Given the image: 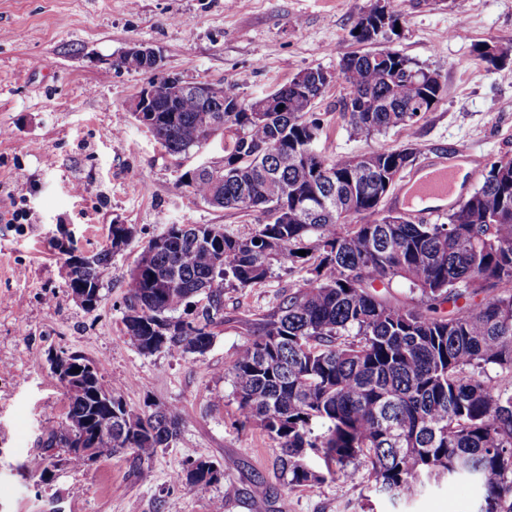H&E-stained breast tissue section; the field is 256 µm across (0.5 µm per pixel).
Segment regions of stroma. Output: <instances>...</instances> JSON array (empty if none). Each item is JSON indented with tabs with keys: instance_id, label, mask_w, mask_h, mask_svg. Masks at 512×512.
<instances>
[{
	"instance_id": "1",
	"label": "stroma",
	"mask_w": 512,
	"mask_h": 512,
	"mask_svg": "<svg viewBox=\"0 0 512 512\" xmlns=\"http://www.w3.org/2000/svg\"><path fill=\"white\" fill-rule=\"evenodd\" d=\"M398 33L377 48L436 71L441 95L410 129L354 133L339 114L342 85H327L315 110L328 156L416 144L419 163L452 158L490 165L512 157V59H477L481 43L512 45V0H398ZM370 0H0V512H474L477 492L448 480L391 504L357 475L289 489L280 449L241 422L224 367L309 268L273 264L251 288H224V323L201 356L141 354L123 315L130 270L142 247L172 224H220L246 236L261 212L208 205L179 186L182 173L224 163V138L173 156L133 117L150 73L114 69L135 46L155 49L166 75L231 86L253 100L319 67L335 71L361 51L350 30ZM115 224L134 228L102 277L101 303L83 307L67 284L70 253L109 248ZM67 351L97 366L128 408L178 406L181 434L141 479L130 455L100 458L51 477L39 439L60 425L66 390L51 358ZM224 472L205 491L175 486L187 461ZM264 483L266 499L252 494Z\"/></svg>"
}]
</instances>
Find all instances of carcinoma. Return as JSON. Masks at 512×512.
I'll use <instances>...</instances> for the list:
<instances>
[{"label": "carcinoma", "instance_id": "obj_1", "mask_svg": "<svg viewBox=\"0 0 512 512\" xmlns=\"http://www.w3.org/2000/svg\"><path fill=\"white\" fill-rule=\"evenodd\" d=\"M362 19L352 37L377 41L383 30L360 28ZM476 53L493 63L512 57V45L492 53L479 44ZM379 54H350L336 71L346 88L341 116L366 136L414 127L428 113L418 98L434 93L432 70L394 49L380 64ZM318 74L307 70L302 81L275 89L274 104L261 112L232 87L224 100L239 101L241 110L214 112L190 85L158 79L163 103L177 111L154 113L148 129L169 154L200 148L218 131L229 139L224 181L215 185L202 165L189 193L211 206L260 211L265 220L245 237L219 224H172L150 240L130 271L126 335L144 354L202 355L224 324V283L253 287L275 261L302 267L312 260V276L254 320L252 338L224 368L242 423L278 442L275 464L288 486L352 476L349 465L361 460L370 488L394 500L463 477L478 487L475 512H512V157L490 163L479 188L448 210V223L395 224L381 214L378 195L396 186L385 183L389 170L413 166L419 149L322 155L324 120L313 111L325 89ZM343 213L349 219L340 223ZM132 235L112 225L111 247L89 266L68 265L69 287H100ZM396 279L420 294L419 304L392 295ZM181 309L191 317L177 315ZM489 368L503 380L484 378ZM111 397L122 418L99 437L97 457L127 453L148 479L158 449L179 439L180 412L148 403L135 413ZM93 409L90 396L69 395L65 422L44 431L50 465L87 466L71 453V431ZM173 484L202 491L214 481L187 466Z\"/></svg>", "mask_w": 512, "mask_h": 512}]
</instances>
